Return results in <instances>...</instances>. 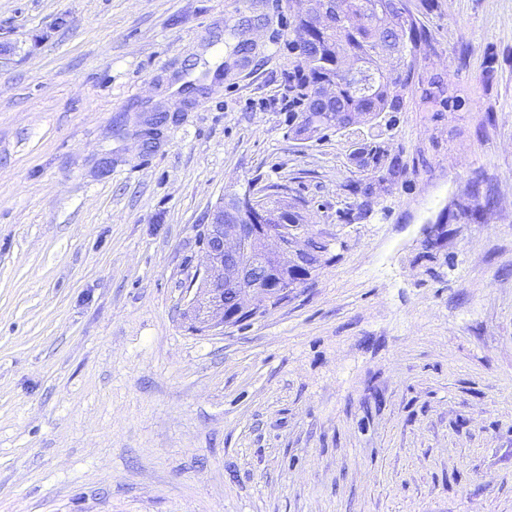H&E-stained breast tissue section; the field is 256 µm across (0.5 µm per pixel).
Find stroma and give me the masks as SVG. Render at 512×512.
I'll use <instances>...</instances> for the list:
<instances>
[{
    "label": "stroma",
    "instance_id": "obj_1",
    "mask_svg": "<svg viewBox=\"0 0 512 512\" xmlns=\"http://www.w3.org/2000/svg\"><path fill=\"white\" fill-rule=\"evenodd\" d=\"M402 5L463 106L360 126L384 178L289 135L286 0H0V512H512V0ZM276 184L334 260L194 333L210 211ZM352 148L351 159L363 171L382 172L392 177L402 169L397 157H392L388 162L387 149L377 141H354Z\"/></svg>",
    "mask_w": 512,
    "mask_h": 512
}]
</instances>
